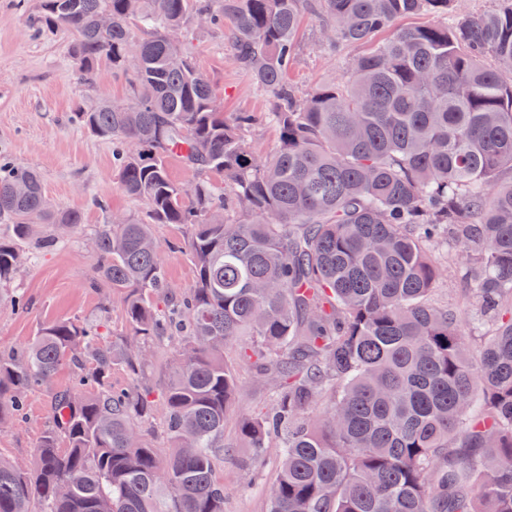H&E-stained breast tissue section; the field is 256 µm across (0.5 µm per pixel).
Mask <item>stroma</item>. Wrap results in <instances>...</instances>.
Returning <instances> with one entry per match:
<instances>
[{"instance_id": "35a3bbf8", "label": "stroma", "mask_w": 512, "mask_h": 512, "mask_svg": "<svg viewBox=\"0 0 512 512\" xmlns=\"http://www.w3.org/2000/svg\"><path fill=\"white\" fill-rule=\"evenodd\" d=\"M40 5L41 0H0V155L36 169L51 204L80 211L85 230L64 248L21 267L14 285L24 292L29 306L21 312L0 306V346L23 347L41 325L62 318H92L104 306L110 309V319L102 333L107 341L117 342L126 334L122 299L110 289L89 285L94 270L91 237L102 219L96 202L107 200L113 214L121 216L143 213L144 207L119 190L109 141L78 127L71 115L104 99L124 101L126 78L105 68L95 80L81 79L68 51L69 37L36 32ZM318 29L315 17L305 20L302 49L290 72L291 80L305 91L342 75L338 58L317 47ZM192 50L225 111H266L265 97L225 49L220 34L198 36ZM153 231L171 286L189 287L194 266L185 247L186 228L157 224ZM224 356L236 363L244 385L235 416L224 424V456L217 462V474L224 481V512H267L277 450L267 448L262 464H250V449L239 445L237 422L239 416L264 410L268 380L242 362L238 346H227ZM27 401L26 419L0 420V455L19 464L31 461L48 420L46 393H29Z\"/></svg>"}]
</instances>
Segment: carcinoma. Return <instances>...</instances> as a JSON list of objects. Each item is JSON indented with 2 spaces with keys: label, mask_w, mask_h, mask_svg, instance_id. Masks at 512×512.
Instances as JSON below:
<instances>
[{
  "label": "carcinoma",
  "mask_w": 512,
  "mask_h": 512,
  "mask_svg": "<svg viewBox=\"0 0 512 512\" xmlns=\"http://www.w3.org/2000/svg\"><path fill=\"white\" fill-rule=\"evenodd\" d=\"M448 2L42 0L38 29L74 34L83 76H130L125 102L74 122L112 144L145 218L93 233L90 285L122 295L121 348L101 321L63 318L0 350V418L50 394L33 466L0 458V512H224L214 460L243 388L224 348L242 336L272 381L268 410L238 420L253 458L279 442L268 512H512V0L476 17ZM307 12L323 52L366 51L304 93L289 72ZM215 31L268 99L263 117L224 111L193 64L192 41ZM261 121L277 134L267 153L249 139ZM41 224L79 234L83 216L48 207L38 172L0 156V295L63 244ZM155 224L189 230L190 288L169 285ZM448 245L469 319L431 299ZM466 323L484 336L475 357ZM148 351L165 357L158 401ZM159 413L166 457L149 442Z\"/></svg>",
  "instance_id": "cac0c4a2"
}]
</instances>
